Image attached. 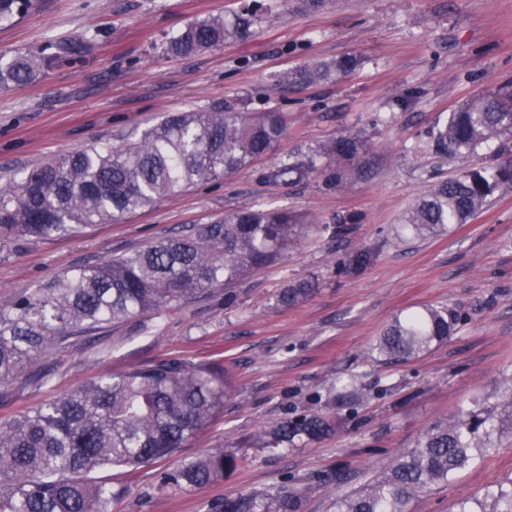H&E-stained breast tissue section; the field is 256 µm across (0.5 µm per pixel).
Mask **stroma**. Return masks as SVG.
Masks as SVG:
<instances>
[{
	"label": "stroma",
	"mask_w": 512,
	"mask_h": 512,
	"mask_svg": "<svg viewBox=\"0 0 512 512\" xmlns=\"http://www.w3.org/2000/svg\"><path fill=\"white\" fill-rule=\"evenodd\" d=\"M252 0H31L0 21V51L52 49L85 35L92 46L39 81L0 89V183L96 139L121 145L167 113L224 100L251 112L277 110L287 130L274 155L224 179L196 184L118 223L51 239L0 238V310L16 295L63 271L145 245L172 229L204 224L229 210L287 209L316 232L280 260L240 281L233 304L212 289L175 308L94 332L55 354L41 383L0 385V422L102 373H122L179 357L224 367V410L174 454L138 469L109 468L92 481L115 491L112 512H221L226 494L305 488L303 512H334L316 476L338 473L362 487L411 449L434 423L472 398L494 402L512 371V185L500 187L467 223L447 235L400 239L398 217L436 182L494 162L496 143L478 158L443 156L428 134L477 94L512 82V0H329L318 11L297 0L273 4L245 42L170 58L165 42L191 22L231 15ZM356 55L360 66L335 84L296 90L282 72ZM355 136L366 151L353 173L322 159L307 180L268 179L275 164L322 143ZM351 224L343 239L331 225ZM376 251L357 274L336 264L351 249ZM315 277L312 300L284 308L288 282ZM425 305L461 316L448 342L396 365L366 352L397 314ZM359 375L364 396L336 434L278 453L242 447L261 426L294 412L325 411L332 384ZM218 449L240 456L227 477L195 488L164 483L182 463ZM512 478V445H502L454 482L415 497L410 512H450L462 498Z\"/></svg>",
	"instance_id": "1"
}]
</instances>
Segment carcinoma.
Listing matches in <instances>:
<instances>
[{"label": "carcinoma", "mask_w": 512, "mask_h": 512, "mask_svg": "<svg viewBox=\"0 0 512 512\" xmlns=\"http://www.w3.org/2000/svg\"><path fill=\"white\" fill-rule=\"evenodd\" d=\"M269 6L258 2L241 14L222 12L188 24L166 42L172 56H190L229 41H246ZM81 38L54 45V52H0V88L44 78L52 61L76 59ZM359 66L354 55L315 61L283 74L300 88L336 82ZM286 132L282 113H253L213 101L174 112L134 143L92 142L40 163L0 185V235L51 238L95 224L116 222L187 187L221 179L271 154ZM512 150V86L463 103L430 133L441 155L472 156L488 141ZM363 149L356 137L331 140L305 159L273 166L268 177L298 182L317 171V159L351 161ZM512 184V158L476 165L434 184L400 218L396 233L440 236L474 216L495 191ZM295 213L270 209L227 211L120 256L74 267L36 288L23 290L0 311V385L27 373L43 378L35 361L111 323L177 306L203 290L229 286L277 261L309 231ZM369 248L340 259L352 274L371 261ZM302 279L279 292L282 305L297 306L316 293ZM461 317L446 307L425 306L395 316L376 339L370 357L383 364L417 358L445 343ZM363 389L357 377L338 381L332 402L351 410ZM224 410V366L169 358L121 374L92 378L48 399L19 418L0 423V512H110L112 490L87 475L113 467L139 468L173 454ZM330 414L285 417L252 433L244 448L276 450L318 442L336 433ZM512 435V375L504 378L493 406L475 399L455 419L424 432L388 471L345 492L339 476L318 478L335 494V512H409L420 493L447 485ZM237 452L218 450L184 463L165 476L179 487H200L236 469ZM304 492L224 496L223 512H303ZM452 512H512V479L458 500Z\"/></svg>", "instance_id": "carcinoma-1"}]
</instances>
